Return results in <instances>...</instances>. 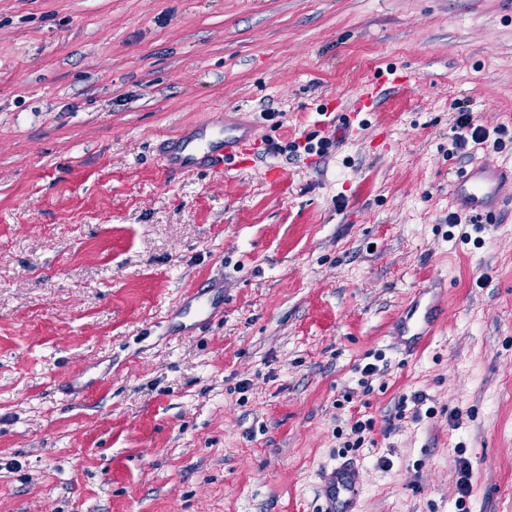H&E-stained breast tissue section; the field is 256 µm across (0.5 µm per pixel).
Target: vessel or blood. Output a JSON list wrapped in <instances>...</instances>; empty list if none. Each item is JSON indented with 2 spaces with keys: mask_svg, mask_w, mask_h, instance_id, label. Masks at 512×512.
<instances>
[{
  "mask_svg": "<svg viewBox=\"0 0 512 512\" xmlns=\"http://www.w3.org/2000/svg\"><path fill=\"white\" fill-rule=\"evenodd\" d=\"M249 125L239 120L226 121L209 136L170 138L159 156L168 171L194 172L202 168H221L227 160L248 155ZM450 195L457 208L481 224L497 222V208L505 189H512V167H458L449 183ZM446 284L431 280L420 286L411 306L397 321L396 336L406 354L423 349L440 331L445 308ZM186 304L198 307L204 320L210 321L224 312V281L206 280L192 289ZM363 480L359 468L343 463L327 473L320 487L323 512H358Z\"/></svg>",
  "mask_w": 512,
  "mask_h": 512,
  "instance_id": "obj_1",
  "label": "vessel or blood"
}]
</instances>
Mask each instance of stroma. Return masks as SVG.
<instances>
[{"label": "stroma", "instance_id": "stroma-1", "mask_svg": "<svg viewBox=\"0 0 512 512\" xmlns=\"http://www.w3.org/2000/svg\"><path fill=\"white\" fill-rule=\"evenodd\" d=\"M459 103L512 135V0H0V512H318L344 461L360 512H512V192L448 224L454 170L512 154L454 149ZM238 111L248 164L163 169ZM219 271L223 318L168 331ZM446 288L442 280L428 281L419 287L411 306L400 314L391 336H398L404 353H417L439 333Z\"/></svg>", "mask_w": 512, "mask_h": 512}]
</instances>
